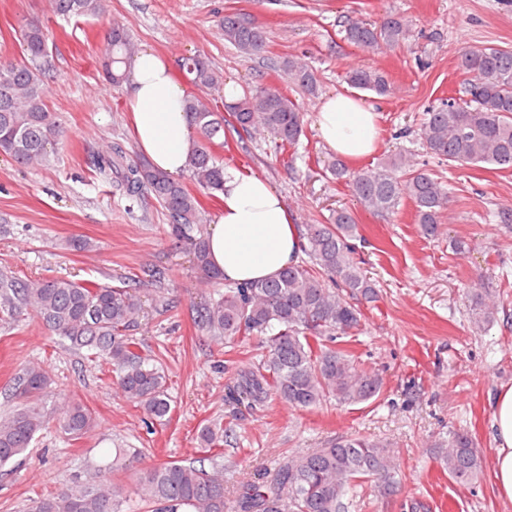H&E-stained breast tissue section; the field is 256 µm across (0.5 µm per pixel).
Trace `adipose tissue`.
Here are the masks:
<instances>
[{
	"label": "adipose tissue",
	"mask_w": 512,
	"mask_h": 512,
	"mask_svg": "<svg viewBox=\"0 0 512 512\" xmlns=\"http://www.w3.org/2000/svg\"><path fill=\"white\" fill-rule=\"evenodd\" d=\"M134 135L149 162L171 176L188 169L195 145L185 110L187 93L172 76L169 59L142 48L128 74ZM321 141L345 160L372 154L380 139L377 112L357 97L339 93L322 99L316 112ZM224 208L207 235L209 260L228 281L273 277L296 261L302 249L299 229L282 197L257 175L224 174ZM496 443L495 483L512 501V386L501 388L491 409Z\"/></svg>",
	"instance_id": "obj_1"
}]
</instances>
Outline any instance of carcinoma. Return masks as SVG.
Wrapping results in <instances>:
<instances>
[{
  "instance_id": "1",
  "label": "carcinoma",
  "mask_w": 512,
  "mask_h": 512,
  "mask_svg": "<svg viewBox=\"0 0 512 512\" xmlns=\"http://www.w3.org/2000/svg\"><path fill=\"white\" fill-rule=\"evenodd\" d=\"M50 7L56 15L81 19L106 15L109 4L108 0H50ZM220 27L224 40L239 52L254 56L265 51L266 32L245 15L227 13ZM17 37L24 59L0 55V154L12 157L21 167L35 168L49 161L63 140L64 129L49 105L55 66L48 28L26 19ZM409 37L405 20L392 16L379 22L353 21L344 34L348 43L364 51L394 49ZM135 54L130 33L120 24L112 25L101 61L112 85L124 83L126 63ZM178 66L196 86L224 84L223 72L201 53L181 57ZM458 69L466 75L462 87L466 100L454 99L426 112L422 137L427 151L448 162L512 169V50H469L458 59ZM283 70L290 83L309 94L317 92L316 74L301 61L290 58ZM345 81L381 97L391 93L385 72L377 68H351ZM185 108L196 132L190 177L210 198L224 192V161L214 153L224 127H232L241 137L266 130L278 140L280 150L295 145L303 132L299 104L271 86H255L224 102L223 113L198 96L189 97ZM90 164L96 175L128 200L151 195L167 213L174 238L190 245L204 279H224V273L208 260L201 202L185 184L145 160L128 159L118 142L94 153ZM329 168L370 213L389 218L407 198L423 234H440L450 201L448 188L406 157H389L357 171L336 158ZM356 231L357 224L346 210L336 212L328 224H308L302 245L308 262L284 268L261 282L232 283L218 298L195 309V323L210 339L230 348L250 337H259L265 344L261 360L237 372L227 387L224 404L230 416L243 407L264 408L273 397L290 408L312 410L327 400L357 405L379 396L382 378L337 347V340L360 326L362 311L351 299L375 295L362 271V259L348 242ZM24 310L32 311L48 331L71 347L86 350L92 361L109 366L118 391L150 420L161 425L169 419L172 407L166 373L127 334L143 314L136 289L66 278L22 281L1 272L0 315L16 319ZM498 310L493 290L482 288L472 298L470 322L481 330ZM50 385L41 365L22 368L15 387L19 405L0 414V470L23 454L52 422L73 441L93 430L95 412L81 399L63 394L52 407L45 406ZM230 432L221 419L208 422L199 433L201 447H220ZM433 447L450 479L469 483L480 474L482 457L468 433L451 431L448 439ZM391 448V443L379 438L346 436L326 448L288 456L269 480L232 483L225 479L226 468L218 464L206 470L170 460L145 470L129 489L112 481V473L123 468L130 456L129 449L116 448L93 483L63 482L55 492L31 501L26 512H122L121 506L133 500L149 512H350L359 487L370 484L383 497L394 492L397 464Z\"/></svg>"
}]
</instances>
